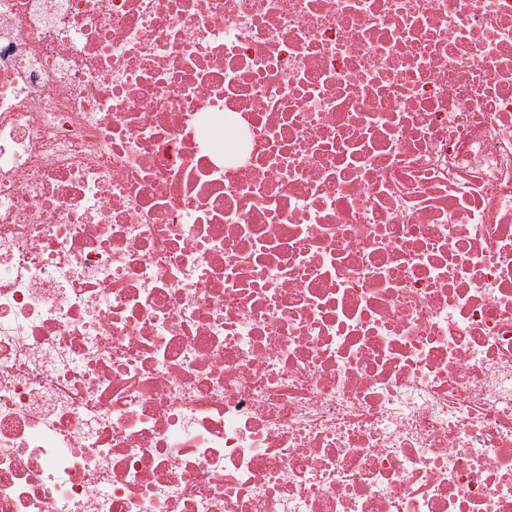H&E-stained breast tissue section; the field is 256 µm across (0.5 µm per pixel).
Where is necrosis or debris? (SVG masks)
<instances>
[{
    "mask_svg": "<svg viewBox=\"0 0 512 512\" xmlns=\"http://www.w3.org/2000/svg\"><path fill=\"white\" fill-rule=\"evenodd\" d=\"M0 512H512V0H0Z\"/></svg>",
    "mask_w": 512,
    "mask_h": 512,
    "instance_id": "1",
    "label": "necrosis or debris"
}]
</instances>
